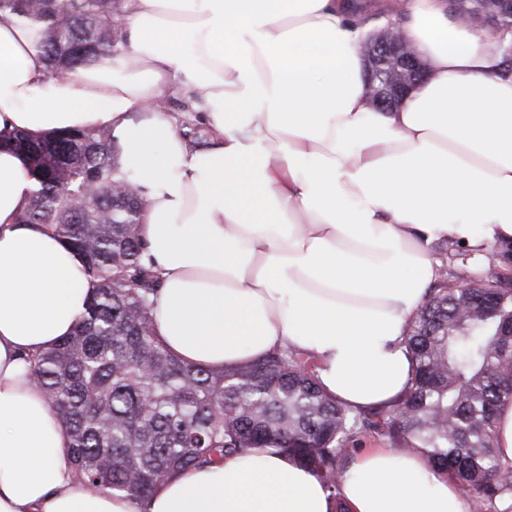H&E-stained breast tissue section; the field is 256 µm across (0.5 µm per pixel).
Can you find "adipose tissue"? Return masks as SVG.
Instances as JSON below:
<instances>
[{
  "instance_id": "1",
  "label": "adipose tissue",
  "mask_w": 512,
  "mask_h": 512,
  "mask_svg": "<svg viewBox=\"0 0 512 512\" xmlns=\"http://www.w3.org/2000/svg\"><path fill=\"white\" fill-rule=\"evenodd\" d=\"M120 19L111 57L54 73L42 24L0 12V134L111 129L147 191L154 325L178 358L221 369L285 348L352 412L395 406L432 244L512 243V37L449 17L448 0L384 11L427 78L382 111L362 54L373 25L349 0H123ZM176 79L202 96L210 146L151 109ZM33 187L0 148V512H469L423 456L385 446L337 501L260 446L145 499L77 480L26 360L69 335L91 284L59 237L18 223Z\"/></svg>"
}]
</instances>
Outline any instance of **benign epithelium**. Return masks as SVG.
<instances>
[{
    "instance_id": "7a95c632",
    "label": "benign epithelium",
    "mask_w": 512,
    "mask_h": 512,
    "mask_svg": "<svg viewBox=\"0 0 512 512\" xmlns=\"http://www.w3.org/2000/svg\"><path fill=\"white\" fill-rule=\"evenodd\" d=\"M365 60L370 96L380 108L395 106L409 88L423 80L422 64L399 29L379 34L372 41Z\"/></svg>"
}]
</instances>
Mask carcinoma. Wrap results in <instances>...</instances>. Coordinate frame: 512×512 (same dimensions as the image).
I'll return each mask as SVG.
<instances>
[{"label":"carcinoma","mask_w":512,"mask_h":512,"mask_svg":"<svg viewBox=\"0 0 512 512\" xmlns=\"http://www.w3.org/2000/svg\"><path fill=\"white\" fill-rule=\"evenodd\" d=\"M47 22L51 71L112 55V0H0V10ZM34 180L21 224H44L79 258L93 290L73 332L27 359L33 382L65 427L75 476L145 499L159 483L254 445L310 469L340 500L349 452L370 432L419 453L457 482L474 512H512V465L496 441L500 407L512 403V248L496 246L485 275L443 274L408 325L411 377L397 405L353 414L321 385L310 357L275 348L213 370L174 356L156 335L158 279L143 261L144 209L125 193L108 128L9 137ZM94 184L92 204L75 203ZM440 269L472 254L448 241Z\"/></svg>","instance_id":"carcinoma-1"}]
</instances>
